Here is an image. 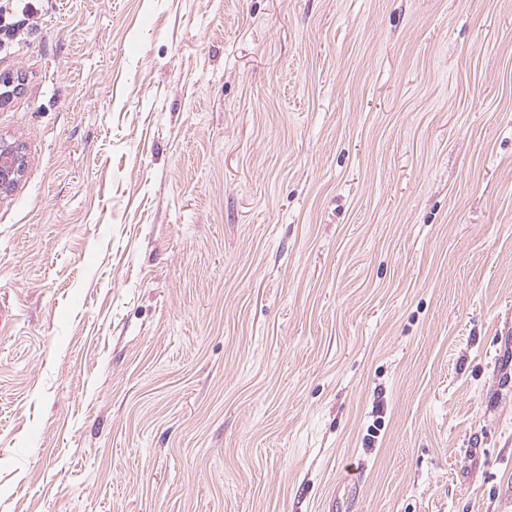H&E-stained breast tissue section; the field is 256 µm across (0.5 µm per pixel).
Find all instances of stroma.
<instances>
[{
  "label": "stroma",
  "instance_id": "obj_1",
  "mask_svg": "<svg viewBox=\"0 0 512 512\" xmlns=\"http://www.w3.org/2000/svg\"><path fill=\"white\" fill-rule=\"evenodd\" d=\"M13 20L0 512H512V0ZM26 157L18 144L0 141V190L14 186L24 175Z\"/></svg>",
  "mask_w": 512,
  "mask_h": 512
}]
</instances>
